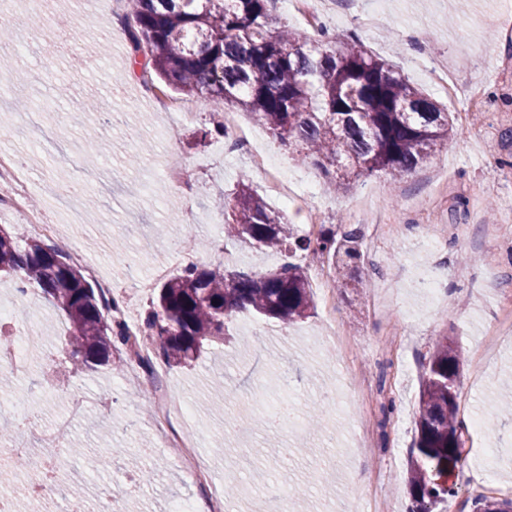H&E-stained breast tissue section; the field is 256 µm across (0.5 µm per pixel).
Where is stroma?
I'll return each instance as SVG.
<instances>
[{
    "label": "stroma",
    "mask_w": 512,
    "mask_h": 512,
    "mask_svg": "<svg viewBox=\"0 0 512 512\" xmlns=\"http://www.w3.org/2000/svg\"><path fill=\"white\" fill-rule=\"evenodd\" d=\"M45 18H73L82 28V54H70L59 36L26 51L16 67V41L0 43V149L27 152L30 177L43 183L31 200L56 224L55 246L63 253L81 250L97 263L100 276L127 302V314L141 320L151 294L133 289L136 279L164 264L180 266L173 240L190 236L197 265L232 271L275 269L288 262L285 252H264L224 239L214 232L223 213L212 201L232 194L240 179L264 190L272 208L296 227L382 225L378 238H363V285L332 289L330 299L314 294L307 318L291 326L239 316L234 339L222 350L192 364L157 359L163 380L172 381L177 400L195 410L173 426L198 437L200 452L215 464L216 480L233 470L237 497L224 512H280L267 493L268 474H282L294 512H364L371 498L388 501L393 512H407L404 488L413 420L418 406L422 363L436 339L460 346L465 361L460 376L462 420L479 417L480 432H468L465 464L450 480L458 488L448 512H473L480 496L512 498V417H500V397L512 392V339L493 351L486 342L501 321L512 316V253L486 236L488 227L512 229V10L503 0H338L342 24L327 22L329 32L357 36L368 50L398 66L415 86L443 104L454 135L431 162L398 184L375 175L347 194L319 190L308 204L283 205L249 157L212 135L219 117L204 101L173 92L191 108L189 118L156 111L134 64L124 0H50ZM441 63L457 76L459 93L449 98L430 73L414 68L419 57ZM66 95H59V88ZM45 104L40 128L17 111V98ZM240 123L283 166L291 187L316 175L247 113ZM67 128L66 139L45 150L36 143L42 130ZM178 157L189 168L192 194L166 178V161ZM66 166L67 180L89 182L90 197H79L74 211L57 207L54 194L66 186L55 172ZM439 225L467 228V235H436ZM439 266L441 291L425 293L420 277ZM14 325L28 329V350L36 368L21 379L29 390L26 410L42 413L45 424L66 414L67 404L38 402L43 370L52 354L65 353L68 322L39 290ZM343 332L341 355L326 358L317 350L327 335V313ZM121 370L101 366L72 377L85 411L72 425L85 454L75 467L94 476L96 486L111 485L127 499L128 512H167L168 502L186 497L174 465L178 449L160 446L150 418L154 383L127 352L115 354ZM288 377L297 396L300 424L275 431L265 423L258 394ZM335 388L339 404L328 410L320 429L304 420L322 387ZM122 449L111 467L100 466L108 448ZM155 471L141 482L144 469Z\"/></svg>",
    "instance_id": "obj_1"
}]
</instances>
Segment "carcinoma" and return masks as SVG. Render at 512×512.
Segmentation results:
<instances>
[{"label":"carcinoma","instance_id":"1","mask_svg":"<svg viewBox=\"0 0 512 512\" xmlns=\"http://www.w3.org/2000/svg\"><path fill=\"white\" fill-rule=\"evenodd\" d=\"M270 0H128L131 43L148 49L147 67L175 90L216 108L234 104L281 142L300 148L340 194L377 173L397 181L415 173L454 134L448 113L355 36L277 21ZM224 237L253 248L312 251L327 259L340 288H358L360 232L328 228L311 239L240 182ZM36 285L69 323L74 374L107 365L125 328L109 317L119 300L95 291L58 249L22 233L0 234V276ZM311 284L298 263L228 272L191 265L159 288L142 324L167 362L187 364L230 336L239 315L285 325L307 316ZM463 366L458 345L440 338L423 363L405 484L411 512H435L456 495L448 467H463L465 425L458 418ZM475 512H512V499L481 497Z\"/></svg>","mask_w":512,"mask_h":512}]
</instances>
